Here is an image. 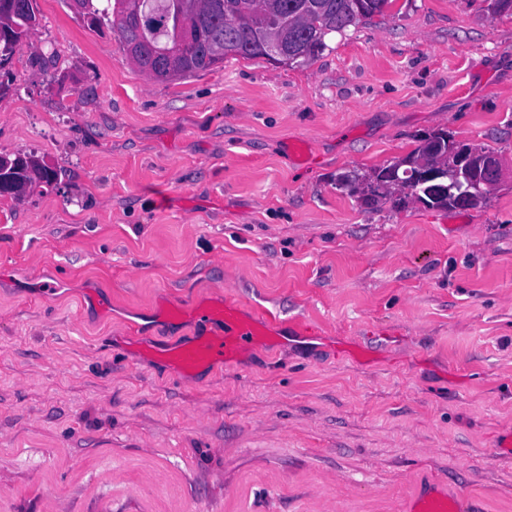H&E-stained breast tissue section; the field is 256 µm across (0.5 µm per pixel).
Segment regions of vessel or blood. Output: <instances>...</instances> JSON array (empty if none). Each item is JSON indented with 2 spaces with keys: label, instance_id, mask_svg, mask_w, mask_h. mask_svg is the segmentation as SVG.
I'll list each match as a JSON object with an SVG mask.
<instances>
[{
  "label": "vessel or blood",
  "instance_id": "b4317fda",
  "mask_svg": "<svg viewBox=\"0 0 512 512\" xmlns=\"http://www.w3.org/2000/svg\"><path fill=\"white\" fill-rule=\"evenodd\" d=\"M195 318L208 325H221L222 330L179 345L172 358L175 368L181 372L232 360L241 349L272 327L269 321L246 317L237 304L228 302L198 310ZM402 509L403 512H459L460 502L444 480L429 477L419 481Z\"/></svg>",
  "mask_w": 512,
  "mask_h": 512
}]
</instances>
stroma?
<instances>
[{
    "instance_id": "obj_1",
    "label": "stroma",
    "mask_w": 512,
    "mask_h": 512,
    "mask_svg": "<svg viewBox=\"0 0 512 512\" xmlns=\"http://www.w3.org/2000/svg\"><path fill=\"white\" fill-rule=\"evenodd\" d=\"M37 6L0 155L59 180L0 196V512H399L428 474L512 512V180L475 210L336 188L437 128L512 166V15L393 0L307 65L159 83ZM220 299L284 336L150 358ZM36 157L32 154H18L15 155L14 158H5L0 156L1 166L5 161L12 162L18 166V170H26L29 172L27 176L28 181L30 182L31 190L34 188L46 185L51 186L58 180V172L54 169H49L47 167H51L48 164L44 163L42 166Z\"/></svg>"
}]
</instances>
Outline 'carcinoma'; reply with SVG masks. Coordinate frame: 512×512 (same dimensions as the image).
Returning a JSON list of instances; mask_svg holds the SVG:
<instances>
[{"label": "carcinoma", "mask_w": 512, "mask_h": 512, "mask_svg": "<svg viewBox=\"0 0 512 512\" xmlns=\"http://www.w3.org/2000/svg\"><path fill=\"white\" fill-rule=\"evenodd\" d=\"M170 2L172 0H153L149 9L147 25L150 32L140 42L139 51L150 53L158 46L172 45L171 32L166 30L169 21ZM394 0H223L219 11H209L203 0H196L197 17L205 35H214L223 42L231 43L224 49V55L233 54L246 59L263 57L257 33L267 30L273 34L288 31V41L298 45L299 54L293 57L289 65L307 64L327 49L326 36L331 33L344 34L361 22L383 13ZM83 11L79 16L92 28L100 29L103 21H108V29L116 34L122 51L138 40L117 16H109V6L104 0H81ZM36 0H0V69L8 63L15 53L21 39L28 35L37 22ZM208 40L190 44L179 50L176 57L179 76L184 77L200 71L210 70L224 63L209 53ZM406 158L422 162L427 167L448 168V153L425 155L416 147ZM0 161H9L21 170L29 172L27 176L31 188L41 185L50 186L58 180V172L39 163L32 154H18L12 158L0 156ZM396 163L370 169L367 172H350L359 182V188L348 193L366 203L363 194L376 195L373 206L387 200H395L400 205L403 199H418L432 209L451 210L448 196L439 193L438 185L447 181L422 183L415 176L399 174L402 182H393L392 172Z\"/></svg>", "instance_id": "obj_1"}]
</instances>
